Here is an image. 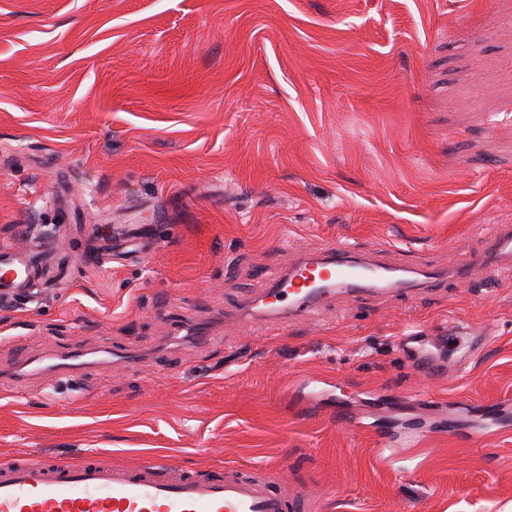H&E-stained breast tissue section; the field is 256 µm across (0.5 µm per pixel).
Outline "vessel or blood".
Masks as SVG:
<instances>
[{
    "label": "vessel or blood",
    "instance_id": "obj_1",
    "mask_svg": "<svg viewBox=\"0 0 512 512\" xmlns=\"http://www.w3.org/2000/svg\"><path fill=\"white\" fill-rule=\"evenodd\" d=\"M130 231L143 248H160L149 226L118 225L107 244L110 256H118L117 241ZM483 236L485 248L479 258L459 255L445 268L410 260L389 265L336 241L323 252L302 257L270 281L255 309L270 320L286 316L300 322L340 294L360 297L418 291L441 278L467 279L478 263L490 271L512 267V226L497 225ZM51 256L52 248L45 241L24 247L1 241L0 293L30 288L39 264ZM424 342L421 336L398 339L416 368L437 378L453 374L468 362L482 339L459 328L457 336L449 338L440 365L427 357ZM318 508L317 498L267 479L259 468L228 466L215 474L197 475L166 461L121 464L99 454L70 464L28 459L0 464V512H317Z\"/></svg>",
    "mask_w": 512,
    "mask_h": 512
}]
</instances>
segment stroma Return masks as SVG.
<instances>
[{"label": "stroma", "instance_id": "35a3bbf8", "mask_svg": "<svg viewBox=\"0 0 512 512\" xmlns=\"http://www.w3.org/2000/svg\"><path fill=\"white\" fill-rule=\"evenodd\" d=\"M113 224L174 234L88 264ZM512 225V0H0V240L67 285L0 303V463L265 466L322 512H512V272L242 303L336 238L445 265ZM484 343L426 378L398 345ZM438 433L380 459L392 437Z\"/></svg>", "mask_w": 512, "mask_h": 512}]
</instances>
